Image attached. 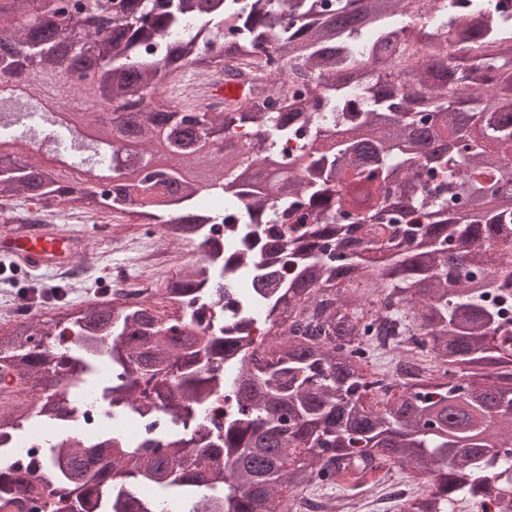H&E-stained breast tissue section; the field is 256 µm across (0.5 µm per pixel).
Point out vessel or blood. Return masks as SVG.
<instances>
[{"label": "vessel or blood", "instance_id": "b4317fda", "mask_svg": "<svg viewBox=\"0 0 512 512\" xmlns=\"http://www.w3.org/2000/svg\"><path fill=\"white\" fill-rule=\"evenodd\" d=\"M188 89L229 101L241 100L244 93L240 84L220 78L200 84L191 83ZM0 248L27 267L61 272L71 268L79 258L81 241L53 224L24 225L7 218L0 221Z\"/></svg>", "mask_w": 512, "mask_h": 512}]
</instances>
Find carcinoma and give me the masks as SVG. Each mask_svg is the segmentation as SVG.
<instances>
[{"mask_svg":"<svg viewBox=\"0 0 512 512\" xmlns=\"http://www.w3.org/2000/svg\"><path fill=\"white\" fill-rule=\"evenodd\" d=\"M0 0V81L35 74L61 98L112 110L104 136L69 132L112 155V183L73 184L31 156L0 162V198L61 197L89 217L135 213L202 261L166 282L184 312L146 302L51 304L49 317L0 331V512H322L288 493L385 464L425 479L401 512H462L496 500L512 512V14L491 3L430 0L415 38L451 42L408 74L382 52L401 43L404 0ZM80 40L92 50L71 54ZM275 60L278 70H267ZM245 88L239 104L172 101L161 89L187 66ZM44 86L0 99V129L39 107ZM307 148L284 156L280 143ZM215 169L200 203L195 168ZM282 175L258 187L264 167ZM499 256L489 257L495 246ZM250 283L253 320L213 321L214 272ZM73 338L63 345L59 327ZM398 352L397 378L374 379L370 352ZM433 355L437 377L413 364ZM110 370L99 369L101 356ZM69 377L119 417L137 406L170 429L139 442L112 434L103 454L67 438ZM224 397L229 412L209 415ZM64 432L37 463L13 460L23 426ZM156 488L141 497L142 484Z\"/></svg>","mask_w":512,"mask_h":512,"instance_id":"obj_1","label":"carcinoma"}]
</instances>
